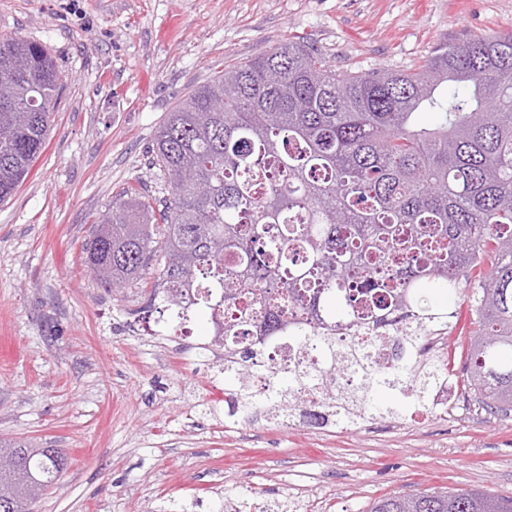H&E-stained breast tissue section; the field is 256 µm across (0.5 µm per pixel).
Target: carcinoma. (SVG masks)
<instances>
[{
    "mask_svg": "<svg viewBox=\"0 0 512 512\" xmlns=\"http://www.w3.org/2000/svg\"><path fill=\"white\" fill-rule=\"evenodd\" d=\"M0 202L45 148L60 74L41 44L0 36ZM421 111L432 127L416 124ZM153 166L170 198L155 209L131 187L82 249L94 278L126 288L160 256L146 308L171 326L203 324L224 350V382L248 412H307L309 374L282 371L276 396L243 395L253 359L283 335L361 375L362 404L331 400L336 421L396 414L373 394L416 388L448 366L421 365L424 327L448 314L436 293L470 291L463 385L491 413L512 411V32L438 44L412 71L340 72L302 37L196 86L166 114ZM411 318L391 336L395 365L337 343ZM222 340H217V337ZM29 483L0 476V512H32L67 456L0 437ZM371 512H512L483 490L394 493Z\"/></svg>",
    "mask_w": 512,
    "mask_h": 512,
    "instance_id": "cac0c4a2",
    "label": "carcinoma"
}]
</instances>
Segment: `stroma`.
<instances>
[{"mask_svg": "<svg viewBox=\"0 0 512 512\" xmlns=\"http://www.w3.org/2000/svg\"><path fill=\"white\" fill-rule=\"evenodd\" d=\"M512 31V0H0V36L42 44L62 73L44 151L0 203V436L69 456L33 512H371L395 492L512 495V412L460 391L446 414L369 426L230 416L200 330L152 336L134 314L152 275L100 285L93 221L133 186L164 199L155 132L195 86L299 35L340 70H410L439 43ZM445 312L468 322L459 292ZM460 324V326H461ZM444 344L461 375L468 335Z\"/></svg>", "mask_w": 512, "mask_h": 512, "instance_id": "1", "label": "stroma"}]
</instances>
